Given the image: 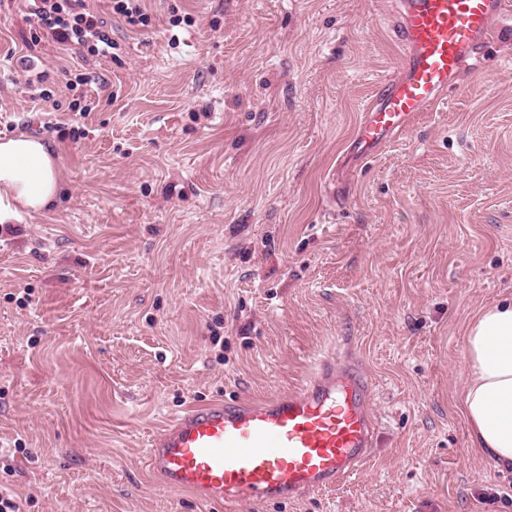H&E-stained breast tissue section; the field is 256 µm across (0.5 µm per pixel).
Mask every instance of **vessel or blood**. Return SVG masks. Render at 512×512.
Wrapping results in <instances>:
<instances>
[{"mask_svg":"<svg viewBox=\"0 0 512 512\" xmlns=\"http://www.w3.org/2000/svg\"><path fill=\"white\" fill-rule=\"evenodd\" d=\"M396 74L372 100L352 143L360 158L411 126L512 38V0H393ZM370 384L357 365L321 361L287 393L214 401L174 418L151 441L148 470L167 488L233 508L291 500L356 474L375 446Z\"/></svg>","mask_w":512,"mask_h":512,"instance_id":"obj_1","label":"vessel or blood"}]
</instances>
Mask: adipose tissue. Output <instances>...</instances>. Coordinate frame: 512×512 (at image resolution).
Listing matches in <instances>:
<instances>
[{"instance_id": "1", "label": "adipose tissue", "mask_w": 512, "mask_h": 512, "mask_svg": "<svg viewBox=\"0 0 512 512\" xmlns=\"http://www.w3.org/2000/svg\"><path fill=\"white\" fill-rule=\"evenodd\" d=\"M61 189L59 161L43 139L0 141V225L43 212ZM461 408L476 448L512 467V301L479 310L464 333Z\"/></svg>"}]
</instances>
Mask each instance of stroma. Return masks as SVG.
Listing matches in <instances>:
<instances>
[{
    "label": "stroma",
    "mask_w": 512,
    "mask_h": 512,
    "mask_svg": "<svg viewBox=\"0 0 512 512\" xmlns=\"http://www.w3.org/2000/svg\"><path fill=\"white\" fill-rule=\"evenodd\" d=\"M145 6L137 30L107 14L111 61L0 5V139H46L63 183L0 231V490L21 512H225L152 476L156 433L339 354L372 382L373 456L236 512H512V469L460 409L465 325L512 298V43L363 161L362 109L400 63L386 0Z\"/></svg>",
    "instance_id": "stroma-1"
}]
</instances>
